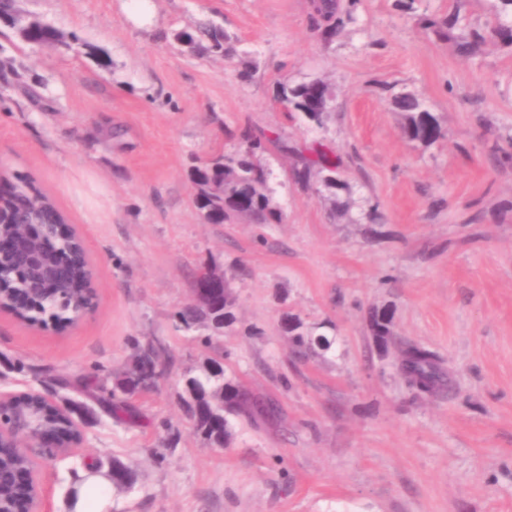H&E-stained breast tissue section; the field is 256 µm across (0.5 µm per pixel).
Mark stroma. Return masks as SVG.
Returning a JSON list of instances; mask_svg holds the SVG:
<instances>
[{
	"label": "stroma",
	"mask_w": 512,
	"mask_h": 512,
	"mask_svg": "<svg viewBox=\"0 0 512 512\" xmlns=\"http://www.w3.org/2000/svg\"><path fill=\"white\" fill-rule=\"evenodd\" d=\"M336 4L328 37L311 0H22L102 49V66L0 36V172L55 201L94 272L93 307L73 326L0 310V391L89 413L75 456L37 462L43 512H69L89 464L116 460L133 480L110 487L105 512H512V163L497 161L512 153V44L485 36L512 14L498 0ZM451 14L470 53L418 24ZM208 22L232 36V56L176 44ZM316 80L334 92L321 128L277 96ZM401 91L438 118L434 144L404 137ZM247 126L288 144L261 158L283 221L203 223L190 169L238 151ZM313 148L350 185L347 213L295 183V151ZM211 261L237 322L207 343L176 314ZM383 308L394 342L433 352L453 392L414 397L373 341L369 314ZM286 311L332 324L335 354L292 363ZM137 341L170 363L132 397L130 422L108 401ZM214 357L278 408L235 422L223 449L181 401Z\"/></svg>",
	"instance_id": "stroma-1"
}]
</instances>
